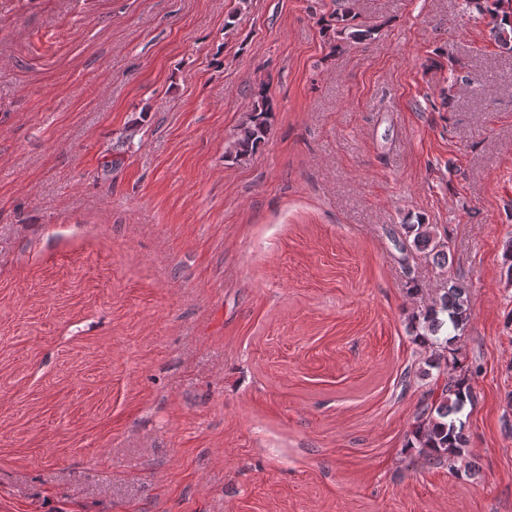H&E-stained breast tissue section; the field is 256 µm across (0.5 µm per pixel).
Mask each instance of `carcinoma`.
Returning a JSON list of instances; mask_svg holds the SVG:
<instances>
[{"instance_id": "1", "label": "carcinoma", "mask_w": 512, "mask_h": 512, "mask_svg": "<svg viewBox=\"0 0 512 512\" xmlns=\"http://www.w3.org/2000/svg\"><path fill=\"white\" fill-rule=\"evenodd\" d=\"M467 9L491 16L490 34L498 47L512 52V20L503 21L506 14L504 0H465ZM334 34L346 42L360 43L371 39L374 29L355 22V16L348 8L335 12L328 23ZM273 112L271 99L264 95L248 113L245 122L225 151L224 157L241 158L254 152L268 135ZM406 239H394L395 246L402 251L429 250L435 253L441 264L449 263V246L437 239L432 225L419 222L404 225ZM413 240H407V237ZM470 318V305L467 289L460 283L448 281L440 289L430 305L413 317L412 329L415 340L433 354L425 364L444 374L448 367V344L461 331ZM474 394L469 380L464 374L443 383H434L428 400L414 417L410 435L411 444L418 446L419 454L433 465L451 464L462 456L467 446L464 434L465 422L462 412L472 403Z\"/></svg>"}]
</instances>
